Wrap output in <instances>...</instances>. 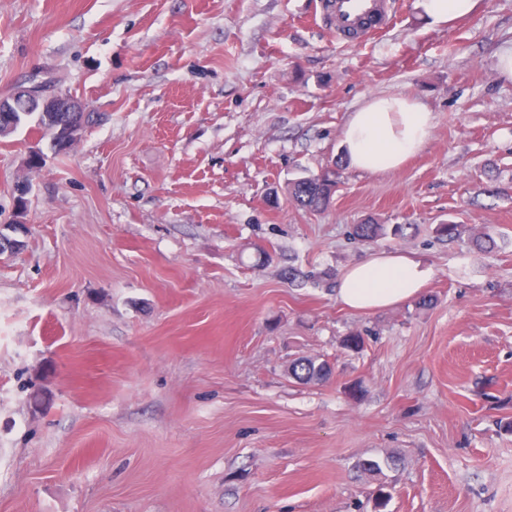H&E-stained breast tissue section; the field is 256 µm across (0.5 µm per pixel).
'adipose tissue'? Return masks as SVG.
Returning <instances> with one entry per match:
<instances>
[{
    "mask_svg": "<svg viewBox=\"0 0 512 512\" xmlns=\"http://www.w3.org/2000/svg\"><path fill=\"white\" fill-rule=\"evenodd\" d=\"M433 125V112L420 100L404 95L373 97L346 120L344 155L360 171L395 170L421 152ZM430 277V269L409 255L370 254L339 275L336 296L353 311L371 312L419 295Z\"/></svg>",
    "mask_w": 512,
    "mask_h": 512,
    "instance_id": "1",
    "label": "adipose tissue"
}]
</instances>
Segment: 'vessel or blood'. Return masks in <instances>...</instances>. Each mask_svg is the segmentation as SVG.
<instances>
[{"mask_svg":"<svg viewBox=\"0 0 512 512\" xmlns=\"http://www.w3.org/2000/svg\"><path fill=\"white\" fill-rule=\"evenodd\" d=\"M396 0H318L316 15L336 41L348 44L388 28Z\"/></svg>","mask_w":512,"mask_h":512,"instance_id":"obj_1","label":"vessel or blood"}]
</instances>
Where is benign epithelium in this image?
<instances>
[{
	"mask_svg": "<svg viewBox=\"0 0 512 512\" xmlns=\"http://www.w3.org/2000/svg\"><path fill=\"white\" fill-rule=\"evenodd\" d=\"M18 112H62L56 124L57 149L69 152L78 143L82 132L93 126L98 117L86 109L77 97L61 91L51 79L21 83L8 98L0 99V133L13 131Z\"/></svg>",
	"mask_w": 512,
	"mask_h": 512,
	"instance_id": "1",
	"label": "benign epithelium"
}]
</instances>
